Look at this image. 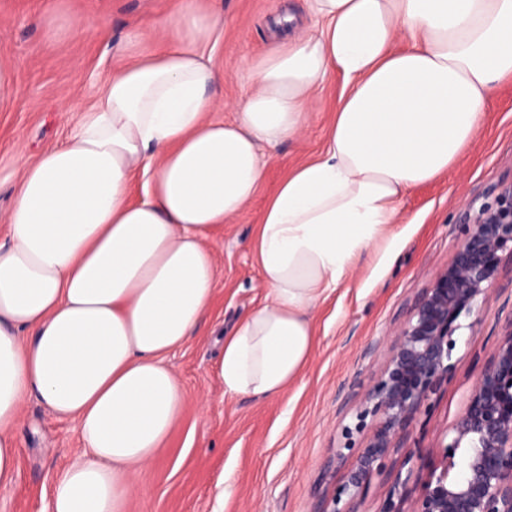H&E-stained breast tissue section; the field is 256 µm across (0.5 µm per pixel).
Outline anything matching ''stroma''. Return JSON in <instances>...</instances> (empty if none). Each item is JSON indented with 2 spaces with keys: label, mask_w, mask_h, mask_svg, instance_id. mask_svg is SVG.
Segmentation results:
<instances>
[{
  "label": "stroma",
  "mask_w": 512,
  "mask_h": 512,
  "mask_svg": "<svg viewBox=\"0 0 512 512\" xmlns=\"http://www.w3.org/2000/svg\"><path fill=\"white\" fill-rule=\"evenodd\" d=\"M216 6L224 26L207 47L224 72L214 87L222 102L243 100L254 81L244 63L272 45L282 10L314 25L306 0H199ZM174 0H0V63L13 64L18 102H0V237L14 201L19 161L62 142L93 103L126 45L139 32L152 47L155 26ZM92 24L70 38L73 20ZM344 90L329 74L315 93L301 139L261 149L264 178L256 196L212 234L218 281L213 304L186 345L166 361L184 392L182 416L154 461L138 473L126 512H313L334 482L329 464L355 426L363 388L388 353L387 336L403 321L419 288L452 257L466 204L512 177V82L498 84L484 121L455 169L408 193L399 204L398 237L389 251L366 257L349 287L315 312L316 346L304 374L279 398L225 395L217 372L224 334L263 299L260 272L246 243L278 183L326 146L333 110ZM512 322V268L503 267L488 316L461 329L454 368L407 445L426 467L438 464L440 435L463 412L469 389ZM17 478L0 487V512H51L55 478L84 451L79 426L26 399L15 425Z\"/></svg>",
  "instance_id": "1"
}]
</instances>
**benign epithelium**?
Masks as SVG:
<instances>
[{
    "instance_id": "benign-epithelium-1",
    "label": "benign epithelium",
    "mask_w": 512,
    "mask_h": 512,
    "mask_svg": "<svg viewBox=\"0 0 512 512\" xmlns=\"http://www.w3.org/2000/svg\"><path fill=\"white\" fill-rule=\"evenodd\" d=\"M492 201L460 214L453 256L418 290L398 325L379 377L364 392L358 423L346 429L336 461L353 460L342 483L326 489L319 512H363L373 480L387 489L379 512H512V324L472 385L462 414L443 433L439 466L422 473L407 447L410 428L453 369L455 333L489 312L502 255L512 257V179L495 184ZM470 319L463 325L460 317ZM363 435L354 447V434ZM462 457V473L454 472ZM419 485L407 497L409 484Z\"/></svg>"
}]
</instances>
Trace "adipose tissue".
<instances>
[{"label": "adipose tissue", "mask_w": 512, "mask_h": 512, "mask_svg": "<svg viewBox=\"0 0 512 512\" xmlns=\"http://www.w3.org/2000/svg\"><path fill=\"white\" fill-rule=\"evenodd\" d=\"M308 9L318 29L283 13L279 41L247 62L255 88L232 121L208 118L223 73L204 46L224 19L188 6L158 23L160 50H128L63 144L21 163L0 240V487L34 396L77 421L87 448L53 483L52 512H125L183 412L166 356L209 311L206 239L256 195L261 145L302 137L328 74L345 92L326 148L281 181L250 243L265 295L224 337L228 395L285 392L313 353L315 309L391 247L401 199L457 165L490 91L512 79V0Z\"/></svg>", "instance_id": "ef3b65f1"}]
</instances>
